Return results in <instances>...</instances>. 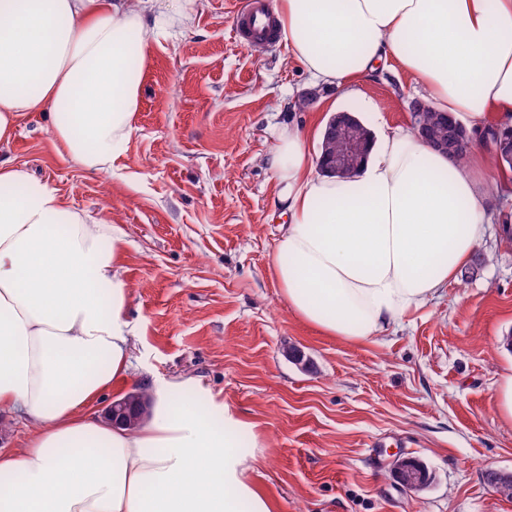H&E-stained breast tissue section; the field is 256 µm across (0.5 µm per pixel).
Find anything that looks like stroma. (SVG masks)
Returning <instances> with one entry per match:
<instances>
[{
	"instance_id": "35a3bbf8",
	"label": "stroma",
	"mask_w": 512,
	"mask_h": 512,
	"mask_svg": "<svg viewBox=\"0 0 512 512\" xmlns=\"http://www.w3.org/2000/svg\"><path fill=\"white\" fill-rule=\"evenodd\" d=\"M235 2L198 0L189 26L170 24L112 172L71 162L42 112L27 113L0 153L123 231L136 378L194 377L255 423L252 478L273 512H512L485 479L512 472V419L500 407L512 373V239L490 224L483 268L372 340L325 336L292 314L269 270L282 231L265 164L276 131L300 127L318 152L314 124L331 101L371 132L408 130L423 90L388 69L359 98L324 85L300 105L308 75L283 44L239 43ZM291 346L303 363L286 356ZM397 457L422 461L430 486L403 489Z\"/></svg>"
}]
</instances>
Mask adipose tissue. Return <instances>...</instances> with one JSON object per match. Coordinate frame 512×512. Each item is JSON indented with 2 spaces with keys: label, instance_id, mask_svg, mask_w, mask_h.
I'll return each mask as SVG.
<instances>
[{
  "label": "adipose tissue",
  "instance_id": "adipose-tissue-1",
  "mask_svg": "<svg viewBox=\"0 0 512 512\" xmlns=\"http://www.w3.org/2000/svg\"><path fill=\"white\" fill-rule=\"evenodd\" d=\"M196 0H0V143L25 113L87 170L111 169L140 105L143 65ZM281 40L316 83L356 96L385 66L465 126L512 127V0H276ZM284 225L270 260L291 313L365 342L436 298L479 248L512 177L497 153L467 164L381 130L356 175L315 171L304 133L267 155ZM121 230L0 157V414L25 445L0 450V512H273L253 483L249 429L201 407L191 377L150 389L136 429L99 416L132 376Z\"/></svg>",
  "mask_w": 512,
  "mask_h": 512
}]
</instances>
